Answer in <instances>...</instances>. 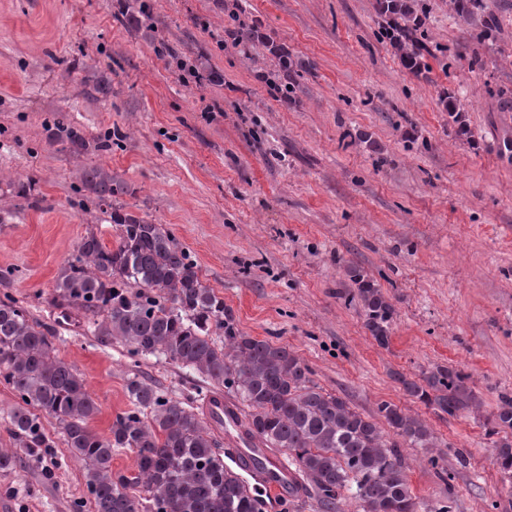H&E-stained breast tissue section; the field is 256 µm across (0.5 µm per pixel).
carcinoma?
I'll use <instances>...</instances> for the list:
<instances>
[{
  "instance_id": "cac0c4a2",
  "label": "carcinoma",
  "mask_w": 512,
  "mask_h": 512,
  "mask_svg": "<svg viewBox=\"0 0 512 512\" xmlns=\"http://www.w3.org/2000/svg\"><path fill=\"white\" fill-rule=\"evenodd\" d=\"M126 9L137 24L153 23L142 0ZM54 127L59 143L78 152L92 146L62 112ZM92 147L104 150L107 144ZM82 184L110 212L118 235L108 248L94 230L86 232L55 280L58 308L82 311L93 335L127 347L129 356H159L193 369L232 396L247 409V436L287 454L324 512H340L346 492L361 512H416L400 448L436 447L425 420L385 401L377 407L384 429L345 398L324 391L295 351L234 324L224 298L204 284L166 225L112 207L129 192L124 180L93 166L84 169ZM353 280L366 326L378 344L387 345L392 304L360 273ZM1 380L16 399L9 412L16 447L0 450V470L15 468L24 453L51 447L43 414L56 421L69 452L84 462L94 512H259L256 500L225 477L221 443L194 407L143 378L127 379L131 408L116 416L109 434L93 431L89 422L100 408L83 378L56 356L48 331L7 293L0 297ZM401 383L409 396L450 416L480 406L469 375L452 367ZM507 429L512 396L506 395L489 434ZM120 448L135 452L136 475L112 473V453ZM495 464L512 478V441L498 442ZM136 486L144 488L145 500L132 494Z\"/></svg>"
}]
</instances>
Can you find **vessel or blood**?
I'll list each match as a JSON object with an SVG mask.
<instances>
[{
    "label": "vessel or blood",
    "mask_w": 512,
    "mask_h": 512,
    "mask_svg": "<svg viewBox=\"0 0 512 512\" xmlns=\"http://www.w3.org/2000/svg\"><path fill=\"white\" fill-rule=\"evenodd\" d=\"M204 411L210 423L223 427L225 442L232 449L225 459L227 469L243 480L262 512H285L296 483L291 464L243 440L241 414L223 395H208Z\"/></svg>",
    "instance_id": "vessel-or-blood-1"
}]
</instances>
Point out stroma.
I'll use <instances>...</instances> for the list:
<instances>
[{
  "mask_svg": "<svg viewBox=\"0 0 512 512\" xmlns=\"http://www.w3.org/2000/svg\"><path fill=\"white\" fill-rule=\"evenodd\" d=\"M124 2L0 0V293L81 374L100 406L91 428L108 433L135 374L194 407L211 389L164 359H129L52 300L87 230L116 241L79 179L100 165L131 188L118 205L171 230L242 331L287 345L360 413L388 401L426 420L439 449L402 450L420 512L448 498L454 512H512L486 433L512 394V0H483L469 21L423 0V76L383 37L376 0H241L265 46L225 43L222 0H148V29ZM274 45L300 66L286 92L263 79ZM183 57L223 83L191 77ZM93 70L108 97L85 95ZM60 111L90 150L55 141ZM353 268L394 307L388 346L366 326ZM438 365L469 374L480 411L451 417L406 395L402 378ZM42 424L53 449L0 471V512H70L84 495L83 462Z\"/></svg>",
  "mask_w": 512,
  "mask_h": 512,
  "instance_id": "35a3bbf8",
  "label": "stroma"
}]
</instances>
